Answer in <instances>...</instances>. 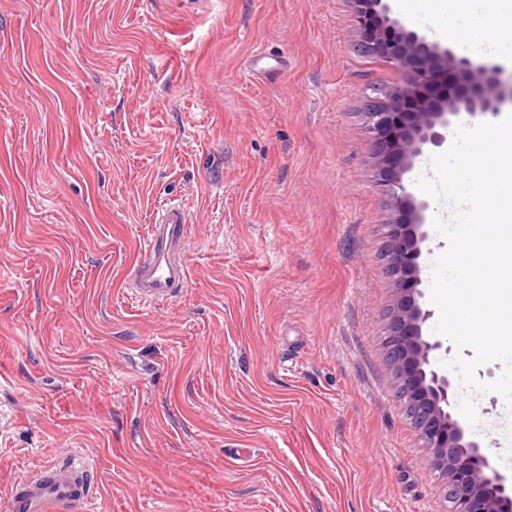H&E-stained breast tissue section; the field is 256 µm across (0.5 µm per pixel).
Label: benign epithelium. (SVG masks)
I'll use <instances>...</instances> for the list:
<instances>
[{
	"label": "benign epithelium",
	"mask_w": 512,
	"mask_h": 512,
	"mask_svg": "<svg viewBox=\"0 0 512 512\" xmlns=\"http://www.w3.org/2000/svg\"><path fill=\"white\" fill-rule=\"evenodd\" d=\"M347 2L354 15L355 50L399 73L390 87L363 90L371 108L361 113L373 178L388 197L385 255L395 274L383 343L396 393L416 408V431L429 449V465L446 479L449 512H512V482L479 442L465 438L448 376L431 361L442 344L423 336L431 312L419 303V258L429 203L417 198L410 178L417 158L442 146L461 115L500 112L512 100V84L497 65L459 55L391 18L383 0Z\"/></svg>",
	"instance_id": "obj_1"
}]
</instances>
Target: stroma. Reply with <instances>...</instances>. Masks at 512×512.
<instances>
[{
  "instance_id": "35a3bbf8",
  "label": "stroma",
  "mask_w": 512,
  "mask_h": 512,
  "mask_svg": "<svg viewBox=\"0 0 512 512\" xmlns=\"http://www.w3.org/2000/svg\"><path fill=\"white\" fill-rule=\"evenodd\" d=\"M421 34L441 0H386ZM347 0H0V512L77 455L83 512H448L383 346L386 195L359 114L398 73ZM183 294L129 289L158 203ZM473 438L512 477V409Z\"/></svg>"
}]
</instances>
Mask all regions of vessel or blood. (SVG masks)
Wrapping results in <instances>:
<instances>
[{
  "instance_id": "obj_1",
  "label": "vessel or blood",
  "mask_w": 512,
  "mask_h": 512,
  "mask_svg": "<svg viewBox=\"0 0 512 512\" xmlns=\"http://www.w3.org/2000/svg\"><path fill=\"white\" fill-rule=\"evenodd\" d=\"M193 242L189 210L169 201L155 208L131 277L140 301L171 299L189 279L188 253ZM97 488L92 465L69 458L23 476L13 487L8 512H79Z\"/></svg>"
}]
</instances>
